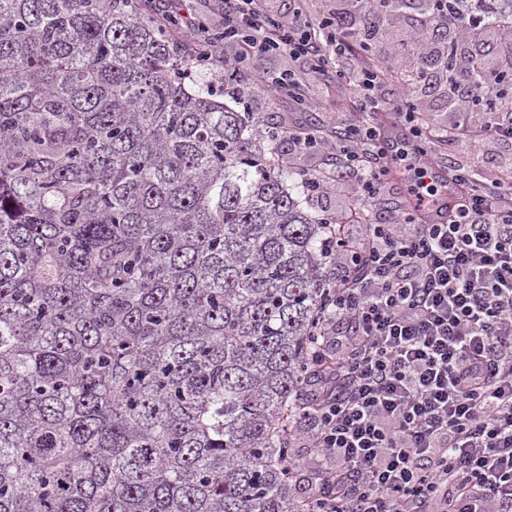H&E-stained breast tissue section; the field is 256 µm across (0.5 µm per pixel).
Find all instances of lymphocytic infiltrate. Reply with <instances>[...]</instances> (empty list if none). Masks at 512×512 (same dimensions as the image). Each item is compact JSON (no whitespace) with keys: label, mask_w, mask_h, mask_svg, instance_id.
I'll use <instances>...</instances> for the list:
<instances>
[{"label":"lymphocytic infiltrate","mask_w":512,"mask_h":512,"mask_svg":"<svg viewBox=\"0 0 512 512\" xmlns=\"http://www.w3.org/2000/svg\"><path fill=\"white\" fill-rule=\"evenodd\" d=\"M224 43L245 63L284 53L321 71L343 49L334 19L269 23L265 0H222ZM371 69L342 86L360 111H396L424 139L411 91L379 96ZM334 158L356 169L354 223L323 244L334 273L313 333L323 400L295 420L292 461L306 512H512V187H478L449 168L443 222L436 183L415 168L410 202L374 222L390 179L380 127L349 124Z\"/></svg>","instance_id":"obj_1"}]
</instances>
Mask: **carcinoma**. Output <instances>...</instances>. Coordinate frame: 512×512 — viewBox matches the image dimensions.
<instances>
[{
    "label": "carcinoma",
    "instance_id": "cac0c4a2",
    "mask_svg": "<svg viewBox=\"0 0 512 512\" xmlns=\"http://www.w3.org/2000/svg\"><path fill=\"white\" fill-rule=\"evenodd\" d=\"M366 0L363 19L407 3ZM433 56L455 106L512 99ZM375 71L412 90L423 57ZM138 0H0V512H297L288 420L320 398L324 223L259 117ZM426 142L448 127L422 121Z\"/></svg>",
    "mask_w": 512,
    "mask_h": 512
}]
</instances>
